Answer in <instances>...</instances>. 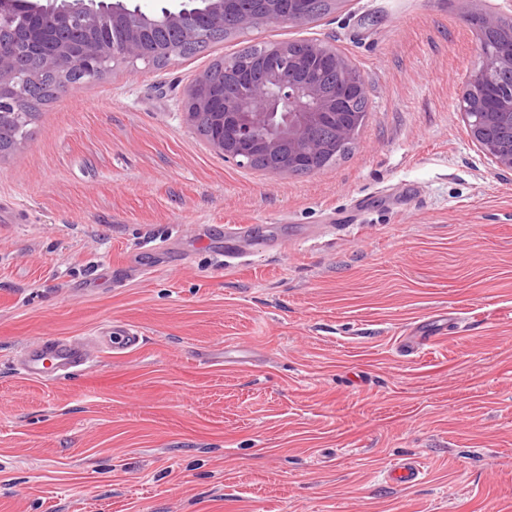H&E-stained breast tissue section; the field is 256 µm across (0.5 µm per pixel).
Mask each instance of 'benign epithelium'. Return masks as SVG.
<instances>
[{
    "mask_svg": "<svg viewBox=\"0 0 512 512\" xmlns=\"http://www.w3.org/2000/svg\"><path fill=\"white\" fill-rule=\"evenodd\" d=\"M310 21V0H260L256 9L245 7L244 0H179L150 14L129 0H0V135L12 131L17 144L24 142L19 133L37 111L46 72L57 76L59 91L80 73L92 81L119 62L170 60L183 45L226 30ZM116 23L119 40L99 36ZM6 33L28 38L36 65L22 63ZM482 54L511 74L512 31ZM336 70L345 71V80L324 86V75ZM365 92L360 73L329 45L309 40L297 54L289 42H274L238 63L219 61L186 88L180 112L192 128L208 121L207 143L226 159L252 166L263 158L266 170L276 174L298 168L315 173L354 139L362 119L346 120L344 111ZM467 93L470 101H459L458 108L471 142L497 168L512 171V145L504 148L485 136L503 120L512 122V93L491 79L484 62L474 68Z\"/></svg>",
    "mask_w": 512,
    "mask_h": 512,
    "instance_id": "1",
    "label": "benign epithelium"
}]
</instances>
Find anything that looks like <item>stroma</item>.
<instances>
[{
  "label": "stroma",
  "instance_id": "obj_1",
  "mask_svg": "<svg viewBox=\"0 0 512 512\" xmlns=\"http://www.w3.org/2000/svg\"><path fill=\"white\" fill-rule=\"evenodd\" d=\"M490 14L512 0H342L40 107L0 157V512H512V172L458 110ZM302 39L367 88L333 165L240 166L184 124L216 60ZM227 224L249 261L206 247ZM445 313L462 329L402 352ZM108 323L140 348L16 374L36 337ZM227 344L258 364L199 362ZM409 458L422 482L387 485ZM436 328H434V324H429L425 322H421L415 325L411 336H408L406 343L403 344L404 347L414 350L418 349L421 346L431 345L438 336H436Z\"/></svg>",
  "mask_w": 512,
  "mask_h": 512
}]
</instances>
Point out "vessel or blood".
<instances>
[{"mask_svg":"<svg viewBox=\"0 0 512 512\" xmlns=\"http://www.w3.org/2000/svg\"><path fill=\"white\" fill-rule=\"evenodd\" d=\"M142 338L130 324L121 329L101 327L96 338L78 341L67 336H41L26 344L15 367L23 378L36 382H58L80 375L90 362L103 351L126 354L139 348ZM423 478L421 465L405 459L387 470V483L408 487Z\"/></svg>","mask_w":512,"mask_h":512,"instance_id":"vessel-or-blood-1","label":"vessel or blood"}]
</instances>
